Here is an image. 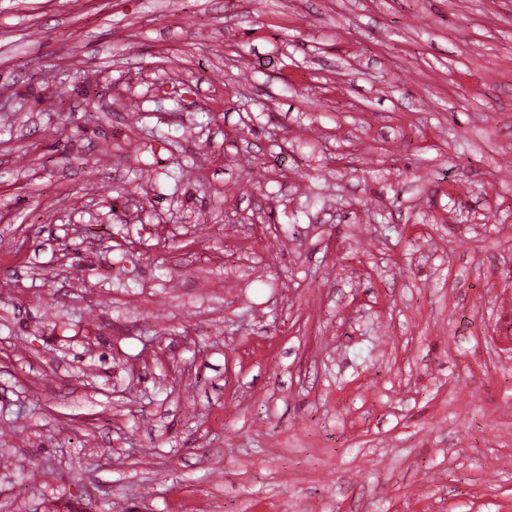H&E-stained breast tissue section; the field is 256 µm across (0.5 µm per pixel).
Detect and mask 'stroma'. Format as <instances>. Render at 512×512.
I'll use <instances>...</instances> for the list:
<instances>
[{
	"instance_id": "stroma-1",
	"label": "stroma",
	"mask_w": 512,
	"mask_h": 512,
	"mask_svg": "<svg viewBox=\"0 0 512 512\" xmlns=\"http://www.w3.org/2000/svg\"><path fill=\"white\" fill-rule=\"evenodd\" d=\"M507 336L512 0H0V512H512Z\"/></svg>"
}]
</instances>
